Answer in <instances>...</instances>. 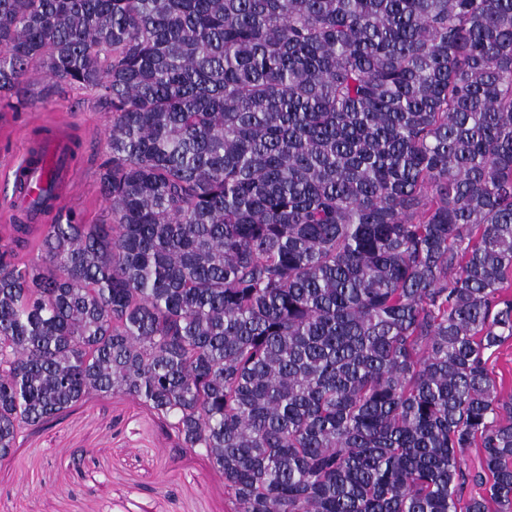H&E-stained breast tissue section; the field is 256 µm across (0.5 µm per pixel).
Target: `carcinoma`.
Wrapping results in <instances>:
<instances>
[{
  "label": "carcinoma",
  "mask_w": 512,
  "mask_h": 512,
  "mask_svg": "<svg viewBox=\"0 0 512 512\" xmlns=\"http://www.w3.org/2000/svg\"><path fill=\"white\" fill-rule=\"evenodd\" d=\"M36 65L112 218L0 236L1 460L123 395L230 512L512 508V0H0ZM488 366L494 368V371L503 378V388L501 398L508 400L512 396V338L506 340L492 355Z\"/></svg>",
  "instance_id": "1"
}]
</instances>
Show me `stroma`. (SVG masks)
<instances>
[{
  "instance_id": "1",
  "label": "stroma",
  "mask_w": 512,
  "mask_h": 512,
  "mask_svg": "<svg viewBox=\"0 0 512 512\" xmlns=\"http://www.w3.org/2000/svg\"><path fill=\"white\" fill-rule=\"evenodd\" d=\"M30 103L0 99V168L19 162L41 128L63 131L81 148L77 182L64 211L82 224L111 219L98 177L112 123L97 91L49 78L25 79ZM216 473L176 453L149 412L124 396L95 399L31 436L0 461V512H226Z\"/></svg>"
}]
</instances>
